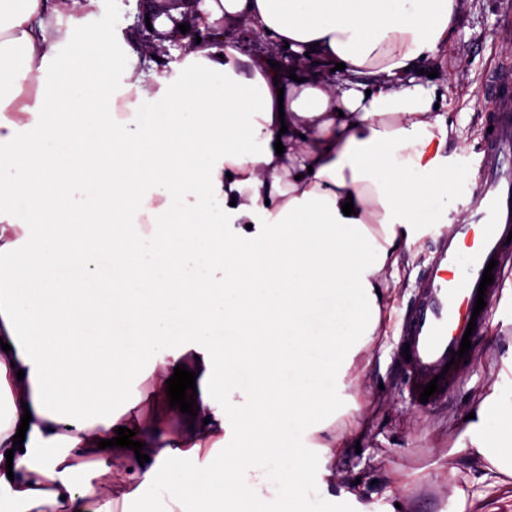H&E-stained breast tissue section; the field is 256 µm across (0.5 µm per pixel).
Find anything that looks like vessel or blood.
<instances>
[{"mask_svg": "<svg viewBox=\"0 0 512 512\" xmlns=\"http://www.w3.org/2000/svg\"><path fill=\"white\" fill-rule=\"evenodd\" d=\"M478 98L486 129L479 142L485 159L474 166L476 187L464 201L463 218L440 228L402 324L401 340L411 355L407 389L416 397L421 385L437 380L436 402L453 391L465 367L455 354L468 324L486 325L488 311H475L474 304L480 297L489 304L498 297L502 270L488 263L501 259L512 234L511 60L491 73ZM487 270L494 282L482 294L478 288Z\"/></svg>", "mask_w": 512, "mask_h": 512, "instance_id": "b4317fda", "label": "vessel or blood"}]
</instances>
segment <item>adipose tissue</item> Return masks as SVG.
Wrapping results in <instances>:
<instances>
[{"label": "adipose tissue", "instance_id": "obj_1", "mask_svg": "<svg viewBox=\"0 0 512 512\" xmlns=\"http://www.w3.org/2000/svg\"><path fill=\"white\" fill-rule=\"evenodd\" d=\"M99 0H0V512H324L306 493L313 462L335 478L336 381L374 336L413 224L439 223L461 177L449 169L441 90L419 79L459 20L458 0H202L208 22L259 30L297 55L271 68L221 30L195 36L161 19L186 51L159 63ZM344 63L342 76L333 68ZM283 153H276V145ZM97 192L121 214L111 234L80 221ZM160 189L150 243L122 221ZM352 202L354 215L341 205ZM68 216L49 235L45 224ZM118 259L106 325L91 323L90 276ZM198 344L162 364L150 343ZM195 363H188V356ZM196 372V416L169 404L175 367ZM150 414H143V407ZM31 420L23 451L13 438ZM456 452L512 476V376L496 380ZM133 450L99 449L118 427ZM121 486L120 500L102 484Z\"/></svg>", "mask_w": 512, "mask_h": 512}]
</instances>
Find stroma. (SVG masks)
I'll return each mask as SVG.
<instances>
[{
	"label": "stroma",
	"mask_w": 512,
	"mask_h": 512,
	"mask_svg": "<svg viewBox=\"0 0 512 512\" xmlns=\"http://www.w3.org/2000/svg\"><path fill=\"white\" fill-rule=\"evenodd\" d=\"M499 0H463L459 24L446 50L432 62L436 82L447 87L448 165L464 173L474 163L484 116L476 94L498 62L512 57V39L501 36ZM436 225L418 224L397 268L384 275L387 305L373 342L346 370L340 408L329 430L316 437L326 443L357 429V447L336 458V481L323 482L312 469V496L328 492V512H512V478L498 483L480 464L467 463L455 448L464 418L492 386L501 356L512 348V251L504 258L508 274L501 296L491 308L487 330L471 339V358L445 401L424 406L409 398L400 353L402 319L414 301L423 269L422 255L431 245ZM365 485L351 499L352 482Z\"/></svg>",
	"instance_id": "stroma-1"
}]
</instances>
